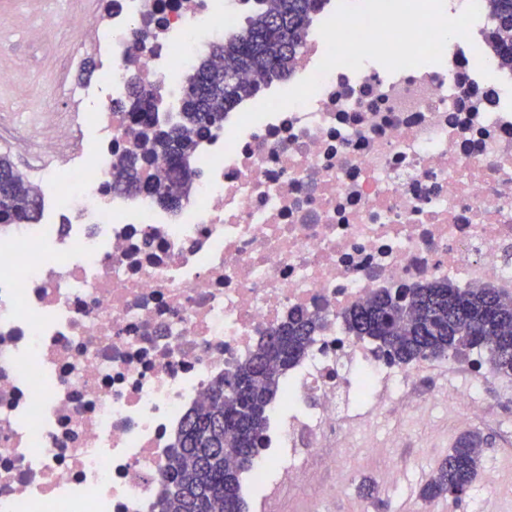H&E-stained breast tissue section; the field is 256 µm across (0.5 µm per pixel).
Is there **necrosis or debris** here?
<instances>
[{
	"label": "necrosis or debris",
	"instance_id": "1",
	"mask_svg": "<svg viewBox=\"0 0 512 512\" xmlns=\"http://www.w3.org/2000/svg\"><path fill=\"white\" fill-rule=\"evenodd\" d=\"M77 5L51 25L104 59L99 78L76 85V54H54L46 85L65 108L0 124L19 150L35 142L28 170L54 203L45 223L0 226V512H152L186 413L296 311L323 328L269 410L245 480L259 501L285 483L342 490L383 452L376 417L434 432L486 416L488 370L449 359L464 384L433 389L342 315L435 282L512 295V60L493 26L438 63L335 68L306 104L231 138L243 111L314 73L336 10L324 0L288 79L226 112L198 144L191 198L166 209L112 188L129 84L176 115L183 78L244 0Z\"/></svg>",
	"mask_w": 512,
	"mask_h": 512
}]
</instances>
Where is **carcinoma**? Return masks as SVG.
<instances>
[{
	"instance_id": "carcinoma-1",
	"label": "carcinoma",
	"mask_w": 512,
	"mask_h": 512,
	"mask_svg": "<svg viewBox=\"0 0 512 512\" xmlns=\"http://www.w3.org/2000/svg\"><path fill=\"white\" fill-rule=\"evenodd\" d=\"M319 2L273 0L267 10L246 16L188 76L174 123L162 122L156 112L158 96L131 80L137 142L113 164L112 176L131 194L149 196L164 207L180 206L197 175L199 140L260 85L288 77V64L302 46ZM487 2L496 33L511 36L512 0ZM243 73L252 74L254 83H243ZM158 156L168 160L162 175L150 169ZM42 208L40 189L1 154L0 225L35 224ZM344 321L356 340L371 342L393 363L409 365L477 351L492 374L512 378V298L490 289L444 283L401 289L355 306ZM321 327L317 316L291 315L186 415L170 449L153 512H246L242 475L264 449L268 411L280 397V378L305 356ZM480 465L479 435L468 432L422 486L421 498L466 494Z\"/></svg>"
}]
</instances>
